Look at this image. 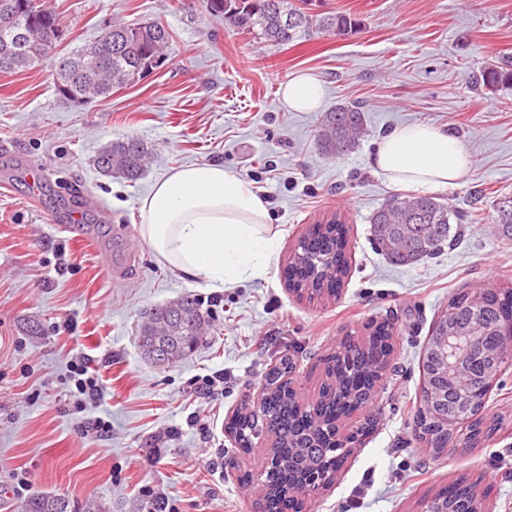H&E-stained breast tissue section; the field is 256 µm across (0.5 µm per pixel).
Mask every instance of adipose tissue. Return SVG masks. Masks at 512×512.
I'll return each mask as SVG.
<instances>
[{
	"label": "adipose tissue",
	"mask_w": 512,
	"mask_h": 512,
	"mask_svg": "<svg viewBox=\"0 0 512 512\" xmlns=\"http://www.w3.org/2000/svg\"><path fill=\"white\" fill-rule=\"evenodd\" d=\"M293 112L319 111L326 90L300 73L280 88ZM392 184L420 192L454 186L472 165L460 141L424 123L384 136L370 158ZM139 233L154 255L181 275L225 288L263 275L279 247L264 200L220 163L174 169L140 203Z\"/></svg>",
	"instance_id": "obj_1"
}]
</instances>
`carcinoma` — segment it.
<instances>
[{"mask_svg":"<svg viewBox=\"0 0 512 512\" xmlns=\"http://www.w3.org/2000/svg\"><path fill=\"white\" fill-rule=\"evenodd\" d=\"M307 0H206L212 15L221 17L241 32L253 34L276 45L286 46L315 33L345 37L362 27V19L347 12H304ZM44 25L34 21L27 27L23 43L4 47L9 66L1 73L28 68L47 58ZM170 39L161 23L113 24L92 43L56 61V91L60 99L79 104L91 99H107L112 88L132 84L156 67ZM477 83L489 92L512 85V65L484 67ZM364 131V112L356 105L338 104L323 113L317 126V142L332 157L352 152ZM149 159V148L141 140L128 138L103 146L94 163L103 175L118 173L129 181L138 179ZM496 223L512 236V195L499 194L493 200ZM463 215L426 195L396 196L374 211L372 224L375 244L396 265H411L433 256L450 241L451 224L461 223ZM348 226L334 214L323 224L313 225L299 240L284 268L288 288L299 297L321 300L335 297L348 274L346 256ZM209 329V316L191 296H183L151 309L139 329V347L147 354L153 340L167 348L166 364L188 356L203 341ZM465 336L495 349L512 338V287L474 288L455 293L448 309L437 319L431 335ZM393 324L384 321L372 326L362 341L349 340L344 367L327 371L318 399L302 409L288 381L290 363L286 360L268 374V394L261 415L244 408L228 420L227 429L238 438L240 450L250 452L249 444L258 429L273 437L269 449L270 466L265 480L267 512H299L291 496L288 475H304L302 467L321 464L330 453L336 412L354 408L360 402L357 390L374 386L375 367L389 360L393 352ZM498 372L496 365H475L470 356L448 372V379L434 378L436 390L448 392L447 417H437L421 405L415 412L419 438L429 436L430 448L440 453L457 442L472 447L487 440L497 424L484 426L483 419L465 425L456 436L448 429V419L462 417L464 407L482 401L485 383ZM453 512H465L467 495L451 486L439 494ZM26 512H106L95 500L74 502L64 495L37 493L27 501Z\"/></svg>","mask_w":512,"mask_h":512,"instance_id":"cac0c4a2","label":"carcinoma"}]
</instances>
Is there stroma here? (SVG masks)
Listing matches in <instances>:
<instances>
[{
	"mask_svg": "<svg viewBox=\"0 0 512 512\" xmlns=\"http://www.w3.org/2000/svg\"><path fill=\"white\" fill-rule=\"evenodd\" d=\"M47 3L64 27L62 54L115 22L156 21L171 38L150 75L82 106L59 98L51 61L0 73V140L12 147L0 161V512H25L21 476L31 491L95 499L107 512L157 497L176 512H255L272 438L241 455L227 419L255 403L284 357L299 403L315 401L326 358L384 320L394 352L367 407L374 429L306 512H420L458 479L487 488L486 512H512V369L486 403V420L503 423L488 441L437 454L413 429L425 344L451 296L512 286V238L494 231L492 206L512 193V88L474 86L486 63L512 57V0H322L362 29L294 46L237 31L203 0ZM299 71L324 82L326 107H362L366 132L353 152L325 155L319 113L283 106L279 89ZM409 123L453 134L472 167L434 193L465 216L453 245L395 267L376 250L369 218L406 190L370 156ZM125 138L152 151L134 182L94 165L103 145ZM203 162L250 181L280 232L264 275L221 290L160 264L138 234L140 199L172 169ZM74 210L84 214L79 240L58 228ZM336 212L350 227V273L337 297L311 302L288 291L283 269L297 239ZM186 293L209 313L210 333L179 362L151 364L139 327L150 308ZM80 355L99 374L110 439L80 428L69 382ZM217 371L223 383L198 391L197 378ZM237 457L251 482L230 468Z\"/></svg>",
	"mask_w": 512,
	"mask_h": 512,
	"instance_id": "stroma-1",
	"label": "stroma"
}]
</instances>
